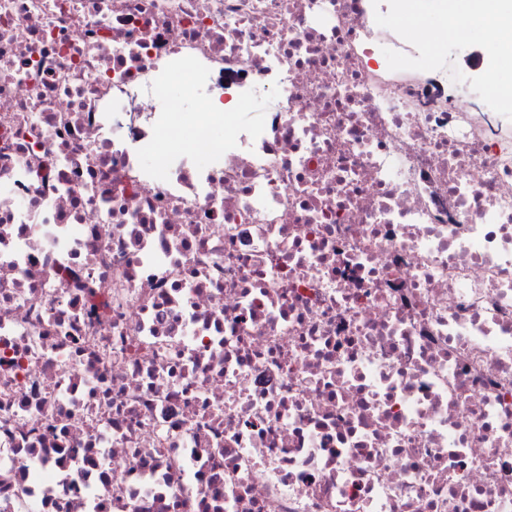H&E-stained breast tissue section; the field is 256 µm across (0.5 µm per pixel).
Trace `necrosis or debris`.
I'll use <instances>...</instances> for the list:
<instances>
[{"label":"necrosis or debris","mask_w":512,"mask_h":512,"mask_svg":"<svg viewBox=\"0 0 512 512\" xmlns=\"http://www.w3.org/2000/svg\"><path fill=\"white\" fill-rule=\"evenodd\" d=\"M373 2L0 0V512H512V126ZM186 110L189 112H175V121L172 124V129L176 132V141L166 140L165 133L168 129L161 132L163 146L168 147L172 144L175 147L190 150L192 148V141L189 138V133L199 120L208 113H212L207 112L203 105L197 104L194 101L188 102Z\"/></svg>","instance_id":"necrosis-or-debris-1"}]
</instances>
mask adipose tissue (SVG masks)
I'll return each instance as SVG.
<instances>
[{
    "instance_id": "ef3b65f1",
    "label": "adipose tissue",
    "mask_w": 512,
    "mask_h": 512,
    "mask_svg": "<svg viewBox=\"0 0 512 512\" xmlns=\"http://www.w3.org/2000/svg\"><path fill=\"white\" fill-rule=\"evenodd\" d=\"M441 14L448 35L475 22L486 23L495 31L487 47L493 59L512 57V0H441Z\"/></svg>"
}]
</instances>
